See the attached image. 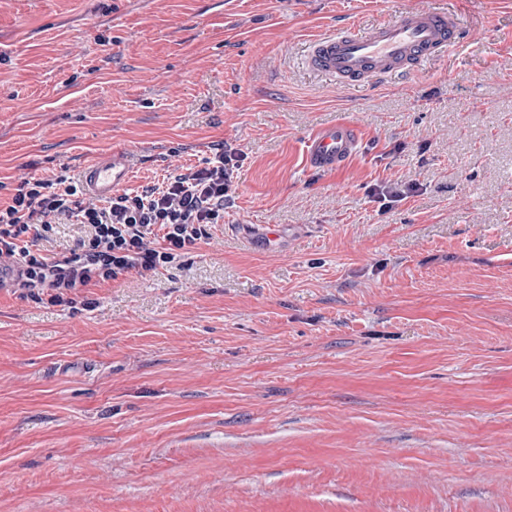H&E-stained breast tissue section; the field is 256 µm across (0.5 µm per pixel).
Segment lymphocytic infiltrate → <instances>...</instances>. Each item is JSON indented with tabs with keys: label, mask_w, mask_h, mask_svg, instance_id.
<instances>
[{
	"label": "lymphocytic infiltrate",
	"mask_w": 512,
	"mask_h": 512,
	"mask_svg": "<svg viewBox=\"0 0 512 512\" xmlns=\"http://www.w3.org/2000/svg\"><path fill=\"white\" fill-rule=\"evenodd\" d=\"M245 158L221 143L203 167H175L161 183L104 202L64 169L51 178L20 177L11 200L0 202V288L60 302L123 273L168 268L211 239ZM61 226L72 232L73 246L40 253L38 242Z\"/></svg>",
	"instance_id": "obj_1"
}]
</instances>
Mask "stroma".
Listing matches in <instances>:
<instances>
[{
	"label": "stroma",
	"mask_w": 512,
	"mask_h": 512,
	"mask_svg": "<svg viewBox=\"0 0 512 512\" xmlns=\"http://www.w3.org/2000/svg\"><path fill=\"white\" fill-rule=\"evenodd\" d=\"M420 2L0 0L1 199L247 154L180 263L0 289V512H512V0H453L474 41L409 79L302 65ZM341 121L358 152L308 171ZM359 144L357 127L350 122L319 127L305 140L306 165L312 171H337L355 155ZM406 186L399 183H391L385 185H374L371 189V195L376 196L378 202L386 201L381 207L383 209H389L392 207V202L402 201L407 198Z\"/></svg>",
	"instance_id": "1"
}]
</instances>
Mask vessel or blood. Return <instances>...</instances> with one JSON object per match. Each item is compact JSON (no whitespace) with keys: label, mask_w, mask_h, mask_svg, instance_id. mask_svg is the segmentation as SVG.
<instances>
[{"label":"vessel or blood","mask_w":512,"mask_h":512,"mask_svg":"<svg viewBox=\"0 0 512 512\" xmlns=\"http://www.w3.org/2000/svg\"><path fill=\"white\" fill-rule=\"evenodd\" d=\"M471 36V28L454 11L415 5L364 30L344 24L321 31L309 41L305 64L346 88L371 85L394 74H418ZM359 144L352 123L319 127L305 141L306 165L319 172L341 169ZM133 172L130 155L117 153L88 165L83 181L91 194L106 199L125 187Z\"/></svg>","instance_id":"1"}]
</instances>
